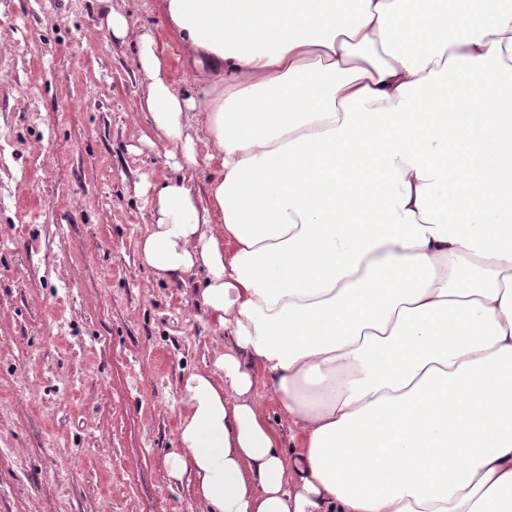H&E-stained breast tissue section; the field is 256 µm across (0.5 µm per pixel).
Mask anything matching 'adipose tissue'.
<instances>
[{"mask_svg": "<svg viewBox=\"0 0 512 512\" xmlns=\"http://www.w3.org/2000/svg\"><path fill=\"white\" fill-rule=\"evenodd\" d=\"M157 3L197 94L98 0L137 49L138 111L181 157L139 187L140 259L172 283L204 270L224 337L181 378L171 478L203 512H512V113L502 176L477 181L448 150L463 103L447 96L461 64L504 91L512 0L464 27L442 0ZM263 407L269 415L270 424L280 436L282 446L284 447L282 449L288 453V450H291L294 447L288 419L275 407H271L268 404H264Z\"/></svg>", "mask_w": 512, "mask_h": 512, "instance_id": "ef3b65f1", "label": "adipose tissue"}]
</instances>
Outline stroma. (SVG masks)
Returning <instances> with one entry per match:
<instances>
[{
    "instance_id": "obj_1",
    "label": "stroma",
    "mask_w": 512,
    "mask_h": 512,
    "mask_svg": "<svg viewBox=\"0 0 512 512\" xmlns=\"http://www.w3.org/2000/svg\"><path fill=\"white\" fill-rule=\"evenodd\" d=\"M183 77L155 0H124ZM0 512H202L170 478L181 376L220 334L142 265L135 50L96 0H0Z\"/></svg>"
}]
</instances>
